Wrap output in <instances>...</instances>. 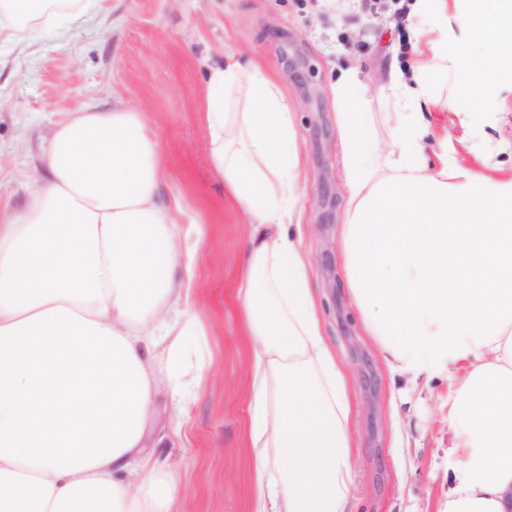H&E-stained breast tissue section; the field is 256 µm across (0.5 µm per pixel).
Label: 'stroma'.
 <instances>
[{
	"label": "stroma",
	"instance_id": "1",
	"mask_svg": "<svg viewBox=\"0 0 512 512\" xmlns=\"http://www.w3.org/2000/svg\"><path fill=\"white\" fill-rule=\"evenodd\" d=\"M84 24L35 37L0 36V205H21L52 134L68 112L126 104L145 113L164 156L163 197L181 224H202L193 306L204 323L207 382L184 399L186 425L166 448L178 466L181 512H253L248 440L252 347L236 303L246 225L212 170L199 116L211 67L235 52L260 66L295 105L308 160L302 188L305 244L324 337L354 390L357 512H444L463 449L448 446L447 373L410 388L378 354L351 304L338 262L342 215L336 105L331 85L354 67L385 123L379 88L392 66L411 68L415 31L448 45L450 93L473 34L460 22L473 0H456L447 24L435 13L397 21L396 0L375 12L335 0H83ZM427 155L474 164L489 156L512 171V70L501 71L458 111L432 115Z\"/></svg>",
	"mask_w": 512,
	"mask_h": 512
}]
</instances>
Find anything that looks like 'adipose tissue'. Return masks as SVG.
<instances>
[{"mask_svg": "<svg viewBox=\"0 0 512 512\" xmlns=\"http://www.w3.org/2000/svg\"><path fill=\"white\" fill-rule=\"evenodd\" d=\"M80 0H0V34L82 23ZM487 43L469 79L436 93L424 55L392 68L370 125L357 69L333 85L346 206L345 286L368 336L412 379L447 370L450 445L466 449L446 512H512V174L428 159V111L453 108L512 67V0L463 20ZM216 174L248 224L238 299L254 356V512H355L352 392L323 339L301 233L305 178L296 114L235 53L212 67L200 107ZM385 139L382 159L372 145ZM48 173L20 209H0V512H178L160 453L204 383L197 261L162 199L164 160L134 107L80 108L56 128Z\"/></svg>", "mask_w": 512, "mask_h": 512, "instance_id": "ef3b65f1", "label": "adipose tissue"}]
</instances>
